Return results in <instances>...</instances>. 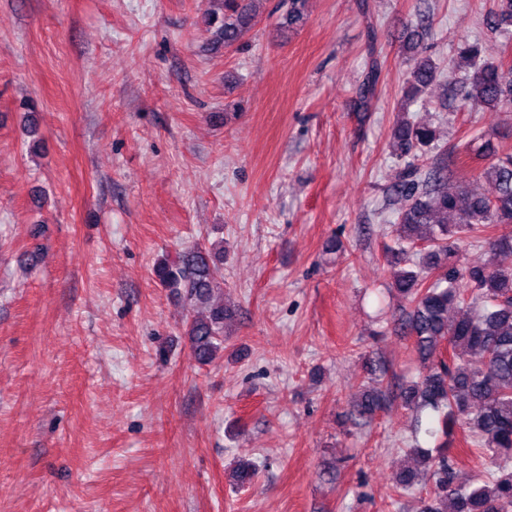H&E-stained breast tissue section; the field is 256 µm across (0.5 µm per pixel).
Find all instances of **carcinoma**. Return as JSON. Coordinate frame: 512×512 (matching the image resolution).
Instances as JSON below:
<instances>
[{
    "mask_svg": "<svg viewBox=\"0 0 512 512\" xmlns=\"http://www.w3.org/2000/svg\"><path fill=\"white\" fill-rule=\"evenodd\" d=\"M224 16L217 42L229 48L244 37L254 21L253 0H223ZM307 0H288L282 28L293 32L308 20ZM486 25L505 43H512V0H494ZM406 49L421 56L402 91L392 129L393 154L408 159L394 191L400 201L394 224L395 273L392 290L406 303L401 326L414 337L423 363L416 379L405 384L399 398L408 407L427 408L439 427L425 428L437 441L435 449H408L415 466L395 475L399 495L421 482L433 484L431 496L420 500L418 512H512V267L494 258L512 252V153L498 152L491 139L477 135L469 146L485 161L472 191L455 180L448 159L425 158L436 139L435 129L412 119L409 107L426 95L441 77L440 68L423 55L419 41ZM458 68L465 80L455 96V109L469 112L490 108L512 112V74L495 61L491 48L476 40L458 51ZM380 80L372 61L359 89L362 108H368ZM454 223L447 222L448 216ZM482 239L490 259L483 265L461 266L457 244L464 237ZM224 245L184 252L161 259L154 267L159 284L183 297L189 309L208 308L192 317L186 335L198 364H212L224 351V323L234 312L212 303L223 282ZM461 316H450L451 311ZM386 393L369 389L352 406L357 422L374 419L386 404ZM462 426L470 444L480 448L485 471L473 483L457 480L451 456V436Z\"/></svg>",
    "mask_w": 512,
    "mask_h": 512,
    "instance_id": "1",
    "label": "carcinoma"
}]
</instances>
